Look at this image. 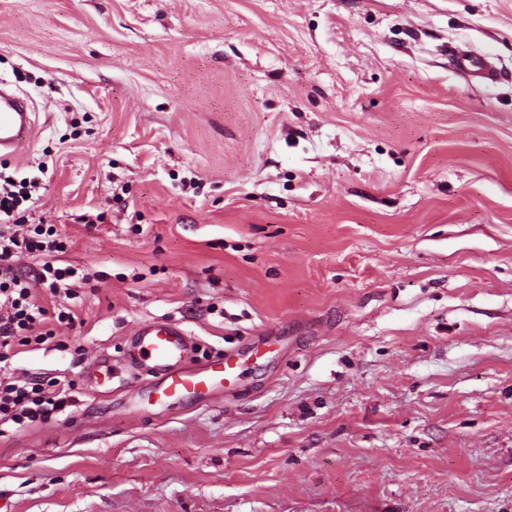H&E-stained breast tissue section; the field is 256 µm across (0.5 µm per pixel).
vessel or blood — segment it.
Here are the masks:
<instances>
[{
    "label": "vessel or blood",
    "instance_id": "vessel-or-blood-1",
    "mask_svg": "<svg viewBox=\"0 0 512 512\" xmlns=\"http://www.w3.org/2000/svg\"><path fill=\"white\" fill-rule=\"evenodd\" d=\"M459 72L484 80H494L490 61L467 54L460 55ZM34 126V114L27 102L0 91V155L13 156L27 143ZM192 342L188 332L174 322L155 319L138 325L127 350L132 365L159 374L156 401L165 405L187 398L203 397L231 381L236 366L220 359L205 368L189 367Z\"/></svg>",
    "mask_w": 512,
    "mask_h": 512
}]
</instances>
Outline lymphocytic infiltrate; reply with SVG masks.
<instances>
[{
    "label": "lymphocytic infiltrate",
    "mask_w": 512,
    "mask_h": 512,
    "mask_svg": "<svg viewBox=\"0 0 512 512\" xmlns=\"http://www.w3.org/2000/svg\"><path fill=\"white\" fill-rule=\"evenodd\" d=\"M24 200L13 180L0 182V363L16 347L43 344L55 338L49 321L74 327L77 315L63 310L61 300H73L88 276L69 265L58 264L64 244L53 227L13 223V213ZM23 253L44 256L37 274L41 292L15 272L12 261ZM75 383L67 376H33L20 381L0 373V426L44 425L55 420L71 401Z\"/></svg>",
    "instance_id": "lymphocytic-infiltrate-1"
}]
</instances>
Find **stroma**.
Returning a JSON list of instances; mask_svg holds the SVG:
<instances>
[{
	"label": "stroma",
	"mask_w": 512,
	"mask_h": 512,
	"mask_svg": "<svg viewBox=\"0 0 512 512\" xmlns=\"http://www.w3.org/2000/svg\"><path fill=\"white\" fill-rule=\"evenodd\" d=\"M0 83L91 277L11 359L76 389L0 512H512V0H0ZM151 318L237 388L155 404ZM457 67L459 72L483 80L493 81L495 70L490 61L480 58L477 59L471 55L461 54L458 57Z\"/></svg>",
	"instance_id": "1"
}]
</instances>
